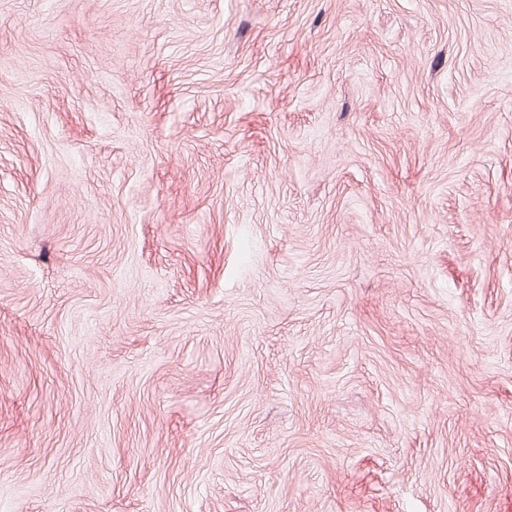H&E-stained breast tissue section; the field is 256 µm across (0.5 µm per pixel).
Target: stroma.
<instances>
[{
	"label": "stroma",
	"instance_id": "1",
	"mask_svg": "<svg viewBox=\"0 0 512 512\" xmlns=\"http://www.w3.org/2000/svg\"><path fill=\"white\" fill-rule=\"evenodd\" d=\"M0 512H512V0H0Z\"/></svg>",
	"mask_w": 512,
	"mask_h": 512
}]
</instances>
